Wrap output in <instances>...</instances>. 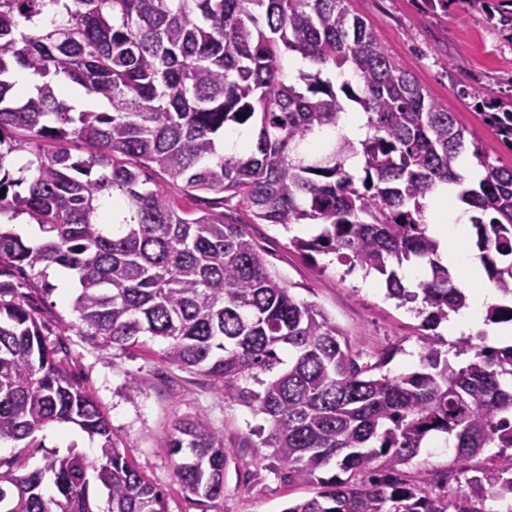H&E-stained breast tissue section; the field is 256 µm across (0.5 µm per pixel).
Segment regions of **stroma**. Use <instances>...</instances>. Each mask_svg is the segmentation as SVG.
Here are the masks:
<instances>
[{"instance_id": "1", "label": "stroma", "mask_w": 512, "mask_h": 512, "mask_svg": "<svg viewBox=\"0 0 512 512\" xmlns=\"http://www.w3.org/2000/svg\"><path fill=\"white\" fill-rule=\"evenodd\" d=\"M349 7L371 24L375 38L399 65L454 112L468 140L490 161L512 167V145L504 143L469 102L456 94L463 84L502 94L512 91V44L485 14L454 6L448 14L434 15L426 12L422 0H350ZM222 210L226 218L247 225L272 269L291 284L297 300L318 306L358 341L364 354L397 348L387 367L389 374L418 369L424 352L421 319L409 306L387 298L383 277L375 274L370 283L360 282L336 255L304 254L291 245L290 236L315 235V225L296 224L287 234L272 224L252 223L249 213L234 203L223 205ZM0 279L19 286L45 336L62 347L69 370L95 397L121 449L162 491L166 512H282L289 502L313 495L314 485L285 483L261 462L255 431L264 426V416L223 399L206 378L163 362L160 340L149 338L144 347L127 351H103L80 336L72 311L78 288L73 271L52 267L45 277L36 278L30 270L7 266L0 270ZM131 372L138 376L141 389L135 397L126 391ZM186 416L206 417L224 434V495L210 502L197 501L182 489L166 448L173 421ZM70 448L92 460L98 457L97 440L73 426L59 433L50 425L35 433L31 447L1 442L0 458L18 457L32 470L42 465L45 452L63 453ZM453 467L452 451L443 439L434 438L404 471L417 483L427 472Z\"/></svg>"}]
</instances>
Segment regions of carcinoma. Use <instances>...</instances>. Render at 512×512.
Returning <instances> with one entry per match:
<instances>
[{"mask_svg": "<svg viewBox=\"0 0 512 512\" xmlns=\"http://www.w3.org/2000/svg\"><path fill=\"white\" fill-rule=\"evenodd\" d=\"M424 3L434 13L481 11L512 43V0ZM284 50L310 63L292 81ZM19 68L38 77L23 102L12 94ZM65 84L105 109L67 104ZM458 94L512 144V99L472 85ZM350 107L366 117L356 142L336 134ZM252 123L250 145L226 152L224 134ZM73 141L86 157L73 159ZM466 149L465 128L347 0H0V214L26 213L43 234L27 245L0 230V264L74 271L80 335L104 351L157 338L164 362L263 415L269 467L317 486L281 512H481L474 500L512 494V346L477 348L455 368L436 332L466 304L426 232L423 200L439 184L458 186L476 213L484 266L512 299V168L476 148L481 175L467 185ZM150 171L193 197L234 200L260 224L321 226L290 242L378 273L401 306L421 302V368L383 372L392 350L363 359L336 322L295 299L247 225L180 207L150 187ZM109 191L118 197L107 217L99 210ZM412 261L430 268L415 290L399 275ZM485 320L512 321V305L490 307ZM60 353L16 285L0 281V441L67 423L99 445L96 460L70 449L34 470L0 459V512H165L162 492L120 450ZM244 377L259 389L241 386ZM431 434L454 439L463 474L486 449L500 452L450 502L434 492L438 475L403 478ZM167 448L186 492L200 502L224 495V433L206 418L176 419ZM332 463L340 474L317 476ZM93 485L107 492L103 511Z\"/></svg>", "mask_w": 512, "mask_h": 512, "instance_id": "obj_1", "label": "carcinoma"}]
</instances>
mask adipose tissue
<instances>
[{"label":"adipose tissue","instance_id":"obj_1","mask_svg":"<svg viewBox=\"0 0 512 512\" xmlns=\"http://www.w3.org/2000/svg\"><path fill=\"white\" fill-rule=\"evenodd\" d=\"M449 189L438 186L426 197L428 233L440 246L444 261L454 266L469 292L464 307L454 313L449 331L454 336L493 335V328L483 320L484 311L497 300V292L484 277L480 261L463 247L461 239L466 231L468 216L464 210L448 207Z\"/></svg>","mask_w":512,"mask_h":512}]
</instances>
